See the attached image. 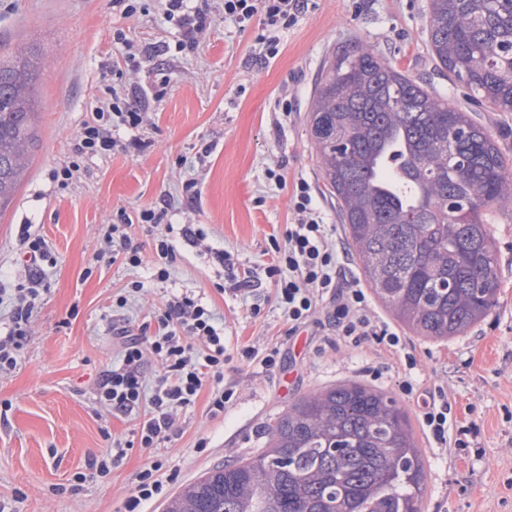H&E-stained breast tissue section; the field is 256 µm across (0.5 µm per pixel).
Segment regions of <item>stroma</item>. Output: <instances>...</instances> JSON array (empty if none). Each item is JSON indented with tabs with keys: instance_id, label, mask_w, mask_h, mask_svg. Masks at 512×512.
I'll return each mask as SVG.
<instances>
[{
	"instance_id": "35a3bbf8",
	"label": "stroma",
	"mask_w": 512,
	"mask_h": 512,
	"mask_svg": "<svg viewBox=\"0 0 512 512\" xmlns=\"http://www.w3.org/2000/svg\"><path fill=\"white\" fill-rule=\"evenodd\" d=\"M429 0H310L297 23L282 34L279 53L264 58L255 41L258 23L238 28L216 17L194 49L170 58L157 46L174 32L160 15L125 18L112 0H0V46L37 35L42 49L38 84L41 140L33 163L0 215V285L24 279L19 230L48 243L43 267L49 285L37 302L31 334L16 368L0 373V512H124L138 474L161 460L163 496L143 512H163L169 499L214 467L257 456L268 429L304 395L346 381L392 396L408 415L425 464L422 512H512V205L490 216L498 250L500 290L489 314L465 335L445 343L400 328L377 298L366 313L397 330L403 350L374 339L351 344L337 337L325 311L299 331L280 308L276 288L261 279L255 290L220 293L227 274L211 249L229 251L241 270L261 269L272 258V237H283L293 215L292 187L304 178L340 245H347L336 201L325 187L308 133L315 83L338 49L363 43L409 70L438 95L461 105L497 135L512 160V112L473 104L435 67L428 55ZM149 52L138 70L117 76L120 47L115 29ZM173 79L162 101L150 103L143 126L121 130L124 139L147 141L141 153L116 152L84 159L67 188L47 179L67 161L84 123L91 121L108 86L149 87L157 68ZM290 116H283V102ZM211 145L205 164L196 153ZM278 169L283 182L268 179ZM199 183L196 206L182 196L185 179ZM167 201L166 223L201 225L199 248L181 246V260L167 282L96 260L100 229ZM91 276H84L85 268ZM142 291L127 294L131 281ZM202 297L224 325V387L235 395L223 413L209 412L210 388L177 415L168 439L154 449H128L122 464L104 478L89 477V459L114 441L131 439L143 414L109 412L97 400L102 376L118 360L112 315L119 294L131 328L152 320L171 293ZM276 353L264 370L240 350ZM414 368L405 365L406 356ZM415 392L402 394L403 380ZM441 389L450 406L448 438L437 441L424 427L422 402ZM86 481L74 484L75 473Z\"/></svg>"
}]
</instances>
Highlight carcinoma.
Here are the masks:
<instances>
[{
	"mask_svg": "<svg viewBox=\"0 0 512 512\" xmlns=\"http://www.w3.org/2000/svg\"><path fill=\"white\" fill-rule=\"evenodd\" d=\"M428 33L468 99L512 112V0H430ZM39 76L35 43L0 55V212L37 147ZM308 125L373 293L417 336L464 335L497 302L488 212L512 204L499 139L360 43L329 62ZM424 481L406 413L347 382L298 399L260 455L204 473L165 512H421Z\"/></svg>",
	"mask_w": 512,
	"mask_h": 512,
	"instance_id": "carcinoma-1",
	"label": "carcinoma"
}]
</instances>
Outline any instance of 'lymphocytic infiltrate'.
Returning <instances> with one entry per match:
<instances>
[{
  "instance_id": "1",
  "label": "lymphocytic infiltrate",
  "mask_w": 512,
  "mask_h": 512,
  "mask_svg": "<svg viewBox=\"0 0 512 512\" xmlns=\"http://www.w3.org/2000/svg\"><path fill=\"white\" fill-rule=\"evenodd\" d=\"M158 2L166 21L181 33L175 44L162 46V53L177 56L185 48L194 47L208 31L212 14L208 0L195 6L189 0ZM307 6L308 0H221L225 19L238 27L259 21L261 31L256 41L267 56L278 53L281 33L296 24ZM111 95V102L96 107L93 120L82 127L70 160L51 170L52 183L61 187L72 183L84 158L144 149V141L118 140L114 129L140 127L146 119L145 106L121 89H112ZM314 196L315 190L306 179L296 182L290 199L294 222L284 241L271 243L274 258L264 273L276 286L280 307L292 326L298 328L310 320L321 301H328V319L337 336L354 344L374 336L390 348H399L400 337L365 314L363 288L344 278L339 253ZM166 214V209L158 206H145L138 212L139 224L154 237L151 264H144L140 246L133 244L121 224L102 227L106 253L133 268L148 266L152 280L167 282L181 257L180 245L201 246L206 235L195 224L165 223ZM20 243L28 273L10 290L9 324L0 333V371L16 367L17 352L30 333L35 304L45 290L39 267L48 256L45 240L24 228ZM120 337L119 363L103 376L97 396L101 404L124 415L149 405L150 413L136 432L139 447L155 448L168 439L177 411L192 406L207 382L215 384L210 400L212 415L223 413L233 398V390L218 385L224 369V328L194 293L168 296L153 322L143 323L134 334L121 330ZM151 359L160 365L162 373L150 387L145 382L144 367Z\"/></svg>"
}]
</instances>
